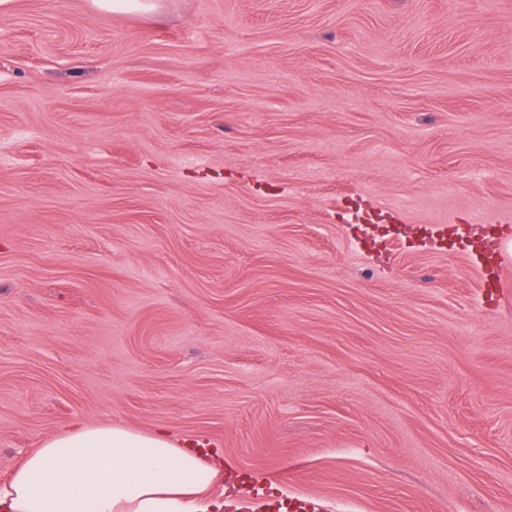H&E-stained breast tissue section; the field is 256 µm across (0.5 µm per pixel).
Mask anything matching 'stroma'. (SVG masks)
<instances>
[{
	"mask_svg": "<svg viewBox=\"0 0 512 512\" xmlns=\"http://www.w3.org/2000/svg\"><path fill=\"white\" fill-rule=\"evenodd\" d=\"M0 7V484L76 422L323 512H512V0Z\"/></svg>",
	"mask_w": 512,
	"mask_h": 512,
	"instance_id": "obj_1",
	"label": "stroma"
}]
</instances>
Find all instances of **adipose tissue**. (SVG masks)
<instances>
[{
    "instance_id": "adipose-tissue-1",
    "label": "adipose tissue",
    "mask_w": 512,
    "mask_h": 512,
    "mask_svg": "<svg viewBox=\"0 0 512 512\" xmlns=\"http://www.w3.org/2000/svg\"><path fill=\"white\" fill-rule=\"evenodd\" d=\"M202 455L161 432L80 424L0 485V512H220L208 489L222 466Z\"/></svg>"
}]
</instances>
